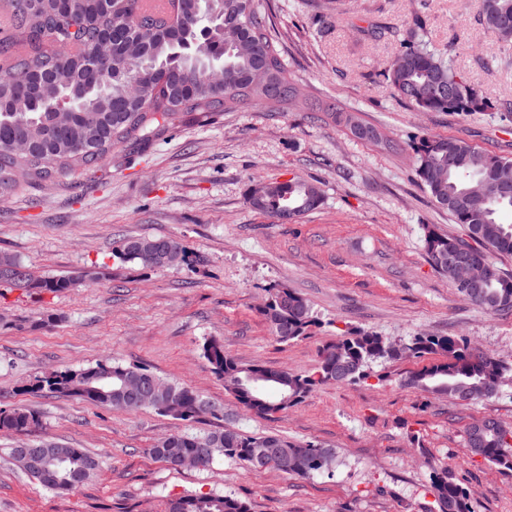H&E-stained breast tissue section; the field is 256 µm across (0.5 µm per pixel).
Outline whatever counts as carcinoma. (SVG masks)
I'll return each mask as SVG.
<instances>
[{"label":"carcinoma","mask_w":512,"mask_h":512,"mask_svg":"<svg viewBox=\"0 0 512 512\" xmlns=\"http://www.w3.org/2000/svg\"><path fill=\"white\" fill-rule=\"evenodd\" d=\"M9 28L0 37V194L15 186L20 173L34 185H50L57 175L92 171L117 148L141 145L165 133L183 115L207 117L243 106L272 112L296 104L299 87L288 75L267 22L268 0H165L159 10L143 0H5ZM478 16L502 46H512V0H478ZM264 68L273 93L252 80ZM397 100L416 112H486L492 103L445 56L425 40V18L414 13L405 24L399 49L385 69ZM415 174L432 201L467 230L457 237L427 226L424 250L429 263L472 304L490 313L512 311V281L496 256H512V224L500 220L512 211V158L481 150L469 141L424 134L409 144ZM251 209L293 221L323 203L320 187L294 176L273 182ZM464 253L491 273L480 288L459 280L454 259ZM123 262L164 267L188 259L170 237H129L115 249ZM94 279L91 272L38 276L16 256L0 252V283L27 291H67ZM260 314L279 343L309 334L318 320L308 301L286 286L269 288ZM202 356L224 387L248 411L261 416L286 411L317 388L347 385L371 377L373 366L410 357L426 362L407 382L423 392L469 403L498 393L512 377V362L473 347L461 336H412L400 344L357 329L327 345L307 375L288 369L244 365L209 338ZM139 374L145 397L133 402L121 377ZM35 389L80 398L116 410L152 409L175 420L196 423L203 398L190 387L164 380L144 366L99 362L80 369L54 370ZM38 418L25 407L0 409V431L28 432ZM24 455L10 457L43 488L76 489L101 468L82 448L45 440ZM470 453L512 472V427L493 418L474 421L466 431ZM335 450L313 442L296 443L275 433L246 434L236 429L172 433L150 453L170 457L195 454L205 468L219 458L250 469L284 475L320 474L313 450ZM431 488L438 512H471V494L448 476L434 473ZM165 512H250L249 505L222 492L187 493L170 498Z\"/></svg>","instance_id":"cac0c4a2"}]
</instances>
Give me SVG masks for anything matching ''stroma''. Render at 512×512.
<instances>
[{
    "instance_id": "stroma-1",
    "label": "stroma",
    "mask_w": 512,
    "mask_h": 512,
    "mask_svg": "<svg viewBox=\"0 0 512 512\" xmlns=\"http://www.w3.org/2000/svg\"><path fill=\"white\" fill-rule=\"evenodd\" d=\"M426 38L494 104L491 112H416L396 101L382 74L397 44L353 28L373 14L402 27L413 12ZM270 28L293 79L384 137L386 151L354 137L321 112L248 106L176 123L145 151L117 150L92 174L65 173L51 186L17 179L0 196V252L35 272L98 277L61 293L0 285V408L33 410L26 436L0 432V512H164L168 498L221 491L251 512H438L434 470L472 493L473 512H512V473L471 455L465 430L476 418L512 425V384L463 405L404 385L419 367L405 358L375 365L363 383L325 386L272 418H261L224 388L201 354L223 341L243 364L314 371L322 347L353 328L394 340L463 336L512 361V312L490 314L455 290L428 262L427 224L454 235L420 186L403 143L423 134L457 136L512 158V50L503 51L477 17L476 0H268ZM300 176L322 205L298 221L258 213L246 202L256 180ZM128 237H170L187 261L166 267L124 263ZM297 290L319 320L308 336L277 342L259 307L271 286ZM147 366L190 386L218 409L203 429L273 431L337 452L331 473L313 478L256 472L219 459L172 468L151 447L180 421L144 409L120 412L79 398L31 390L36 377L100 361ZM58 440L103 462L69 493L45 490L14 466L7 448Z\"/></svg>"
}]
</instances>
